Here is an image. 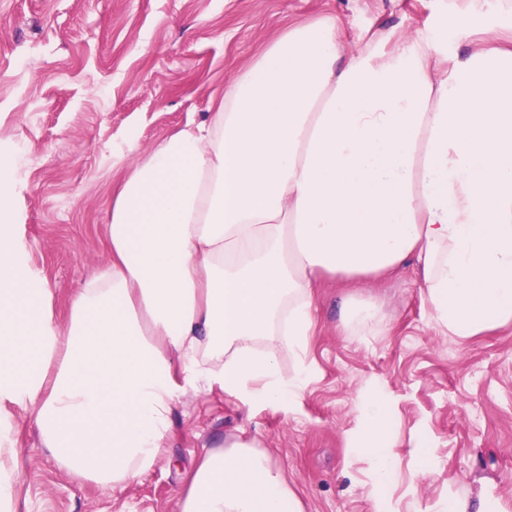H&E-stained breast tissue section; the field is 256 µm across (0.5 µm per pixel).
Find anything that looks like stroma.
Instances as JSON below:
<instances>
[{"label": "stroma", "instance_id": "35a3bbf8", "mask_svg": "<svg viewBox=\"0 0 512 512\" xmlns=\"http://www.w3.org/2000/svg\"><path fill=\"white\" fill-rule=\"evenodd\" d=\"M470 0H0V154L17 156L8 217L25 260L66 319L76 288L107 260L112 189L252 64L289 24L336 16L345 32H445L449 60L465 45L444 20ZM378 300L386 335L341 326L345 297ZM309 379L291 415L244 408L220 388L187 391L154 466L113 490L77 480L16 411L21 512H178L192 463L226 437L258 440L305 512H373L371 463L353 455L354 398L376 389L415 447L384 492L387 512H512V328L438 335L413 270L361 288L342 276L316 290ZM428 479H414L420 467Z\"/></svg>", "mask_w": 512, "mask_h": 512}]
</instances>
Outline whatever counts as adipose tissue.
I'll return each mask as SVG.
<instances>
[{
    "label": "adipose tissue",
    "mask_w": 512,
    "mask_h": 512,
    "mask_svg": "<svg viewBox=\"0 0 512 512\" xmlns=\"http://www.w3.org/2000/svg\"><path fill=\"white\" fill-rule=\"evenodd\" d=\"M441 35L348 38L295 23L224 85L214 112L132 161L112 194L106 263L58 321L53 290L0 220V512H18L13 409L69 475L106 488L150 469L187 390L292 414L329 275L415 267L452 340L512 327V44ZM293 359L282 369L279 353ZM349 446L386 487L401 434L358 395ZM179 512H305L239 438L193 465Z\"/></svg>",
    "instance_id": "1"
}]
</instances>
